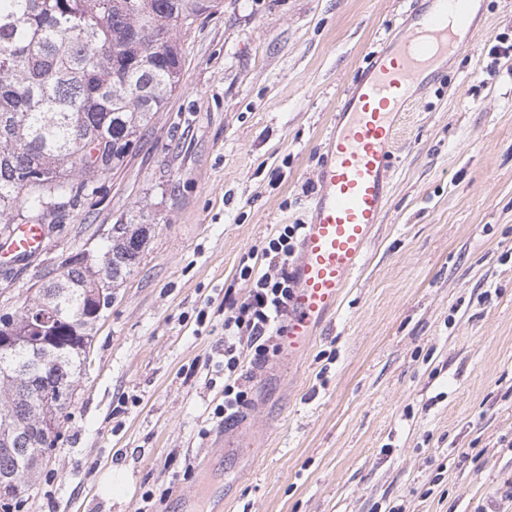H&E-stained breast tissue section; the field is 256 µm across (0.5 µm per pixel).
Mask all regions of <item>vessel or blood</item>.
<instances>
[{
    "mask_svg": "<svg viewBox=\"0 0 512 512\" xmlns=\"http://www.w3.org/2000/svg\"><path fill=\"white\" fill-rule=\"evenodd\" d=\"M475 2L427 0V8L410 14L385 50L340 93L319 190L297 254L288 263L290 293L278 338V352L288 359L309 351L318 328L335 313L363 266L391 196L400 120L436 64L479 35ZM46 238V225H14L0 241V257H29Z\"/></svg>",
    "mask_w": 512,
    "mask_h": 512,
    "instance_id": "1",
    "label": "vessel or blood"
}]
</instances>
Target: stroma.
Returning a JSON list of instances; mask_svg holds the SVG:
<instances>
[{
    "instance_id": "stroma-1",
    "label": "stroma",
    "mask_w": 512,
    "mask_h": 512,
    "mask_svg": "<svg viewBox=\"0 0 512 512\" xmlns=\"http://www.w3.org/2000/svg\"><path fill=\"white\" fill-rule=\"evenodd\" d=\"M417 0H222L180 36V85L127 163L0 263V313L149 225L97 323L63 443L22 512H512V0L407 112L391 198L308 354L251 365L219 424L228 300L248 253L308 221L340 90Z\"/></svg>"
}]
</instances>
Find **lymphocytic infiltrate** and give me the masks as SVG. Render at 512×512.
Listing matches in <instances>:
<instances>
[{"label": "lymphocytic infiltrate", "instance_id": "f902f5d3", "mask_svg": "<svg viewBox=\"0 0 512 512\" xmlns=\"http://www.w3.org/2000/svg\"><path fill=\"white\" fill-rule=\"evenodd\" d=\"M300 230V225L287 224L269 239L262 251L265 272L255 271L250 265L240 269L241 278L249 282L250 288L247 297L234 304L232 315L224 320V402L215 407V417L232 421L249 403L237 342L247 339L254 363L266 361L288 301V260Z\"/></svg>", "mask_w": 512, "mask_h": 512}]
</instances>
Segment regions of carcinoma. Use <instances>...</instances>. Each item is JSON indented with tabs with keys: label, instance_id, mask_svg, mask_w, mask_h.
<instances>
[{
	"label": "carcinoma",
	"instance_id": "1",
	"mask_svg": "<svg viewBox=\"0 0 512 512\" xmlns=\"http://www.w3.org/2000/svg\"><path fill=\"white\" fill-rule=\"evenodd\" d=\"M219 0H0V233L55 224L119 169L179 86L178 35ZM145 224H111L30 306L0 317V477L25 487L54 449L94 324L139 267ZM50 422L53 439H43Z\"/></svg>",
	"mask_w": 512,
	"mask_h": 512
}]
</instances>
